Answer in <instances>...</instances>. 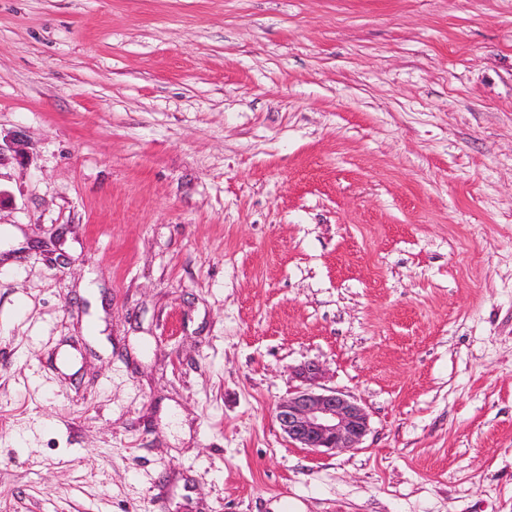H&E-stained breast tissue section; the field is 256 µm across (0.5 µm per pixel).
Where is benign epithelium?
<instances>
[{"label":"benign epithelium","instance_id":"obj_1","mask_svg":"<svg viewBox=\"0 0 512 512\" xmlns=\"http://www.w3.org/2000/svg\"><path fill=\"white\" fill-rule=\"evenodd\" d=\"M306 387L278 403L276 420L282 433L297 448L335 453L360 447L370 431L369 415L350 395L319 387L320 367L307 362L297 370Z\"/></svg>","mask_w":512,"mask_h":512}]
</instances>
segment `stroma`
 Wrapping results in <instances>:
<instances>
[{
	"label": "stroma",
	"mask_w": 512,
	"mask_h": 512,
	"mask_svg": "<svg viewBox=\"0 0 512 512\" xmlns=\"http://www.w3.org/2000/svg\"><path fill=\"white\" fill-rule=\"evenodd\" d=\"M0 192V512H512V0H0ZM297 374L307 386L297 388L275 410L278 425L288 441L316 453L361 448L370 431L365 408L350 395L316 386L321 375L316 363H304Z\"/></svg>",
	"instance_id": "obj_1"
}]
</instances>
